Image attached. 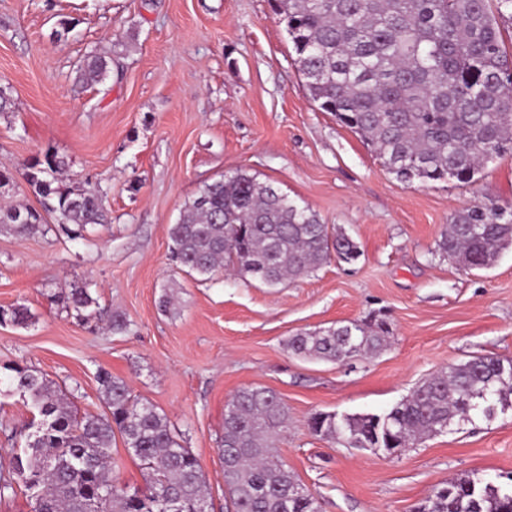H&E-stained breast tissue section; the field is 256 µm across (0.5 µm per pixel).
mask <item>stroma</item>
<instances>
[{"label":"stroma","mask_w":512,"mask_h":512,"mask_svg":"<svg viewBox=\"0 0 512 512\" xmlns=\"http://www.w3.org/2000/svg\"><path fill=\"white\" fill-rule=\"evenodd\" d=\"M69 29H62V21ZM101 53L111 71L81 74ZM284 23L270 0H0V168L8 198L37 205L29 161L54 154L71 183L105 192L111 223L85 238L61 230L0 232V308L34 321L0 325V455L5 431L31 415L10 388L21 365L63 389L79 412H103L97 374L123 379L167 416L197 457L211 512H225L219 452L228 400L244 388L276 392L288 412L279 458L321 512H414L435 488L512 474V405L494 417L425 438L387 457L314 434L312 416L381 414L422 379L476 356L512 360V248L483 270L435 253L462 208L512 203V156L477 181L403 182L358 135L308 96ZM238 170L309 206L360 256L276 288L238 276L201 281L176 269L168 227L203 184ZM89 282L127 333L51 304ZM179 306L163 311L164 288ZM384 314L387 346L346 363L306 360L287 342Z\"/></svg>","instance_id":"obj_1"}]
</instances>
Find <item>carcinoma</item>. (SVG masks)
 <instances>
[{
  "label": "carcinoma",
  "instance_id": "cac0c4a2",
  "mask_svg": "<svg viewBox=\"0 0 512 512\" xmlns=\"http://www.w3.org/2000/svg\"><path fill=\"white\" fill-rule=\"evenodd\" d=\"M274 12L285 23L311 99L397 179L470 184L488 161L512 153V52L502 28L512 24V0H274ZM107 70L101 55L83 66L95 81ZM25 169L40 207L0 205V230L34 235L56 223L76 240L90 224L111 223L103 193L67 183L63 159L48 154ZM168 237L170 260L187 275L207 281L228 268L269 288L359 257L351 237L244 171L204 184ZM511 246L512 203L494 202L457 212L437 243L441 256L469 271L492 266ZM54 303L113 333L130 332L122 314L96 306L85 283L61 289ZM31 319L22 304L0 309V324L25 326ZM349 326L356 356L380 349L390 335L383 318ZM288 349L340 363L350 346L330 326L295 334ZM500 363L477 356L450 365L381 415L318 413L310 429L362 448L380 417L392 431L380 434L381 447L405 448L473 414L493 417L512 397V375L501 374ZM8 370L33 419L24 449L10 458L9 478L0 481V497L21 490L31 512H197L207 505L197 457L172 433L166 415L133 396L124 380L99 371L106 411L80 415L46 376L20 365ZM286 419L272 390L245 388L228 401L220 451L227 455L224 485L234 512H320L314 496H293L296 479L276 453ZM118 435L139 460L149 492L112 476ZM428 501L432 512H512V491L480 478Z\"/></svg>",
  "mask_w": 512,
  "mask_h": 512
}]
</instances>
